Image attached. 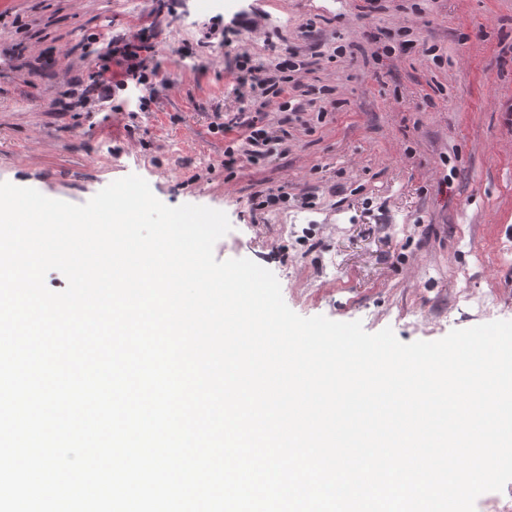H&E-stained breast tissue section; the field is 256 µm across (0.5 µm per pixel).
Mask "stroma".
Instances as JSON below:
<instances>
[{
    "label": "stroma",
    "instance_id": "stroma-1",
    "mask_svg": "<svg viewBox=\"0 0 512 512\" xmlns=\"http://www.w3.org/2000/svg\"><path fill=\"white\" fill-rule=\"evenodd\" d=\"M362 5L0 0V182L82 204L136 174L166 205L224 211L216 259L271 270L303 317L389 327L404 343L512 320V0ZM217 14L238 34H211ZM143 29L172 83L148 111H112L87 94L105 53L92 38ZM242 48L263 66L296 51L288 98L303 113L268 106L287 153L228 171L229 137L210 124L251 109L233 89ZM277 188L285 204L253 210Z\"/></svg>",
    "mask_w": 512,
    "mask_h": 512
}]
</instances>
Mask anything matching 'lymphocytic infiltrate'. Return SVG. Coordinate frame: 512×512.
Returning <instances> with one entry per match:
<instances>
[{
	"label": "lymphocytic infiltrate",
	"instance_id": "lymphocytic-infiltrate-1",
	"mask_svg": "<svg viewBox=\"0 0 512 512\" xmlns=\"http://www.w3.org/2000/svg\"><path fill=\"white\" fill-rule=\"evenodd\" d=\"M96 42L105 44L109 60L114 61L123 70L120 80L99 77L94 80L91 90L100 99L111 100L118 96L121 99L137 98L139 102H147L155 97L158 87L168 86L170 79L148 56L153 46L147 38H139L138 42H122L111 39L106 33H98ZM236 67L239 71L238 81L241 87L247 88L249 96L259 108H266L271 99L287 94V78L283 71L286 61H279L274 67L263 69L253 65L248 52H239L236 56ZM211 129L229 132L233 128H241V135L233 139L224 151L225 169L233 167L241 161L255 164L274 152H287L289 133L286 128H274L264 124L261 116H248L241 112L225 114L223 121H214Z\"/></svg>",
	"mask_w": 512,
	"mask_h": 512
}]
</instances>
